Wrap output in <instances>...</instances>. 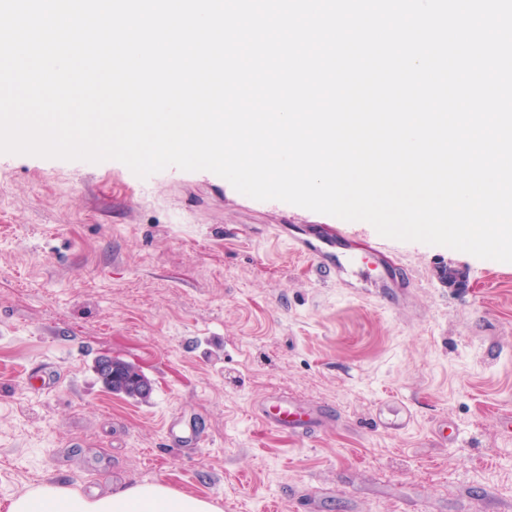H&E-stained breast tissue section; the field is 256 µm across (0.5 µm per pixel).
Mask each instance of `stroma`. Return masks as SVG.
Instances as JSON below:
<instances>
[{"label": "stroma", "instance_id": "1", "mask_svg": "<svg viewBox=\"0 0 512 512\" xmlns=\"http://www.w3.org/2000/svg\"><path fill=\"white\" fill-rule=\"evenodd\" d=\"M381 247L318 275L291 240ZM461 287H449L448 272ZM139 366L148 401L94 365ZM50 368L42 390L26 373ZM271 395L327 409L263 426ZM512 263L383 237L205 170L0 154V512L163 482L222 512H512ZM200 435L171 446V421ZM254 415L260 422L280 431L302 436L311 431L323 418L313 410H307L297 402L269 400L255 405Z\"/></svg>", "mask_w": 512, "mask_h": 512}]
</instances>
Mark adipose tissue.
<instances>
[{
  "label": "adipose tissue",
  "instance_id": "obj_1",
  "mask_svg": "<svg viewBox=\"0 0 512 512\" xmlns=\"http://www.w3.org/2000/svg\"><path fill=\"white\" fill-rule=\"evenodd\" d=\"M11 512H218L209 499L177 492L161 482L84 495L47 484L14 499Z\"/></svg>",
  "mask_w": 512,
  "mask_h": 512
}]
</instances>
